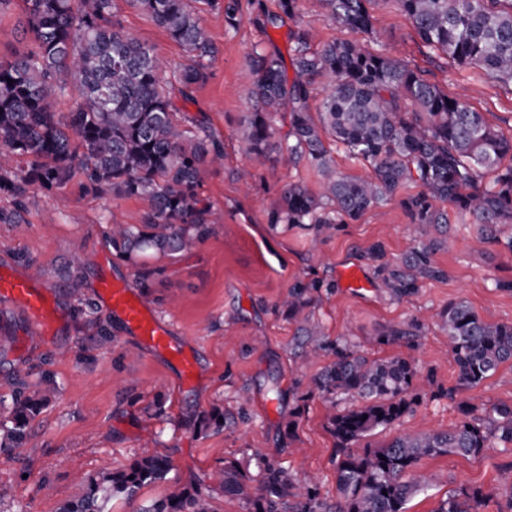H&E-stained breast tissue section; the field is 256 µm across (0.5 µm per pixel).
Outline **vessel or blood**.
I'll return each mask as SVG.
<instances>
[{
  "label": "vessel or blood",
  "mask_w": 512,
  "mask_h": 512,
  "mask_svg": "<svg viewBox=\"0 0 512 512\" xmlns=\"http://www.w3.org/2000/svg\"><path fill=\"white\" fill-rule=\"evenodd\" d=\"M96 295L111 309L113 317L138 348L167 364L180 388L191 389L197 385L200 370L190 342L176 340L170 324L158 316L127 280L103 278ZM0 297L22 307L43 334H50L59 321L51 289L33 276L0 273Z\"/></svg>",
  "instance_id": "vessel-or-blood-1"
}]
</instances>
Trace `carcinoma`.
<instances>
[{
	"instance_id": "1",
	"label": "carcinoma",
	"mask_w": 512,
	"mask_h": 512,
	"mask_svg": "<svg viewBox=\"0 0 512 512\" xmlns=\"http://www.w3.org/2000/svg\"><path fill=\"white\" fill-rule=\"evenodd\" d=\"M395 2L411 19L423 47L450 61L512 81V0H317L324 16L356 33L371 34L376 7ZM20 28L24 50L0 59V224L28 223L29 188L62 190L75 172L93 194L137 197L148 202L139 224H112L106 242L117 256L135 266L145 257L174 258L205 241L213 231L211 204L202 197L205 168L224 161V146L201 122L194 128L176 99L192 101V92L209 77L218 54L202 13L216 9L227 25L241 24L240 0H125L147 15L188 53L187 63L163 82L154 49L125 30L117 0H23ZM252 24L262 33L292 21L287 75L281 54L257 44L249 56L255 76L253 111L239 136L249 154L271 150L272 118H288V162L309 165L319 189L299 183L283 186L278 207L267 222L312 224L326 232L358 219L366 210L398 200L412 226L414 245L398 260L387 259L381 241L371 243L363 260L390 297L418 293L445 271L434 260L449 246L448 214L434 201L448 202L460 217L475 220L476 241L497 242L512 250V137L491 126L482 113L459 97H450L417 68L384 49L358 40L314 46L301 24V0H278V10L251 3ZM74 94L76 107L57 111ZM320 98L312 115L309 102ZM371 170L366 178L336 171L329 144ZM27 158L23 169L17 159ZM493 174L480 182L481 173ZM406 183L421 190L397 197ZM317 290L313 284L288 288L282 306L303 333L295 362L320 357L334 360L307 384L297 383L300 399L318 396L336 404H357L330 416L337 440L336 501L329 502L314 477L290 474L264 448L250 449L262 464L260 479L238 466L208 475L246 512H406L405 505L430 485L419 469L428 457H478L492 443L512 446V404H496L484 416L457 405L459 419L447 430L402 435L379 448H353L369 432L398 422L409 413L426 384L413 361L395 356L370 359L349 338L334 341L309 323L306 309ZM457 366L458 386L475 388L497 368L512 361V323L481 318L465 301L450 302L438 314ZM424 324L413 318L377 330V344H409ZM48 385L31 394L0 395V449L20 448L36 418L54 397ZM168 455L155 451L123 469L106 465L79 480L82 492L59 512H109L112 497L131 499L145 484L165 478ZM494 493L462 490L441 500L434 512H481ZM140 512H213L202 488H184Z\"/></svg>"
}]
</instances>
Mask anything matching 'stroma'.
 <instances>
[{
  "instance_id": "1",
  "label": "stroma",
  "mask_w": 512,
  "mask_h": 512,
  "mask_svg": "<svg viewBox=\"0 0 512 512\" xmlns=\"http://www.w3.org/2000/svg\"><path fill=\"white\" fill-rule=\"evenodd\" d=\"M120 14L125 27L153 47L163 78L171 79L186 61L184 49L136 9L124 4ZM377 18L372 45L417 66L448 94H463L489 124L512 134V83L454 66L437 52L424 54L411 20L392 2ZM202 19L219 53L210 78L195 90L186 110L224 143L223 165L203 175L214 234L178 257L158 261L160 273L144 289L136 267L113 256L104 236L108 220L140 223L148 208L143 199L96 196L76 178L60 191L30 188L24 229L0 224V267L24 274L26 259H34L47 269L42 282L53 288L60 310L57 330L45 337L34 331L23 308L0 300V337L10 339L1 356L0 392H9L13 367L29 389L43 387L48 378L56 387L25 447L0 451V512H58L80 494L79 475L96 474L106 463L127 466L159 448L172 462L166 479L145 485L133 500H112V512H139L232 463L259 477L249 457L253 448L269 449L290 472L317 475L322 496L335 500L337 444L329 404L320 398L303 402L293 394L303 374L317 371L293 362L297 324L280 305L282 295L299 281L320 284L311 315L325 336L355 337L372 358L414 357L421 376L432 381L430 394L411 412L372 431L362 446L448 428L458 419L460 402L480 409L512 404V362L500 365L478 387L448 397L457 367L437 318L449 302L463 300L482 318L512 323V291L495 286L499 280L512 281V251L476 243L473 229L449 212L454 244L435 255L446 278L397 301L379 287L360 254L377 240L391 258L408 249L409 220L398 203L368 209L356 221L321 235L299 225L268 224L283 185L298 182L314 190L319 176L309 166L277 162L272 154L246 153L239 130L251 110L254 75L248 58L261 35L246 20L229 28L218 10L205 11ZM73 259L85 269L82 293L93 294L102 276L127 278L177 338L196 343L202 378L195 389L183 391L163 362L132 348L107 308L98 312L111 331L106 338L76 316L74 296L56 285L58 269ZM347 267L358 271L363 287L343 282ZM414 316L425 327L412 344L372 343L380 327ZM274 378L283 390L279 400L268 395ZM243 394L250 398L244 410L238 405ZM216 409L230 413V420L223 429H203V418ZM421 467L434 481L409 502L408 512H434L442 498L467 486L492 492L483 512H499L505 500L494 490L512 481V449L496 445L479 457H429Z\"/></svg>"
}]
</instances>
